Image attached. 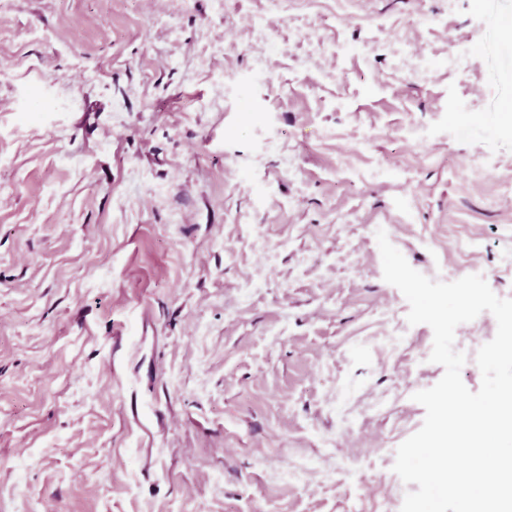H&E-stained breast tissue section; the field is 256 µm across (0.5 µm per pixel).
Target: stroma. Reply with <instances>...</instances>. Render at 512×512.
<instances>
[{
  "label": "stroma",
  "instance_id": "obj_1",
  "mask_svg": "<svg viewBox=\"0 0 512 512\" xmlns=\"http://www.w3.org/2000/svg\"><path fill=\"white\" fill-rule=\"evenodd\" d=\"M510 182L512 0H0V512H401Z\"/></svg>",
  "mask_w": 512,
  "mask_h": 512
}]
</instances>
